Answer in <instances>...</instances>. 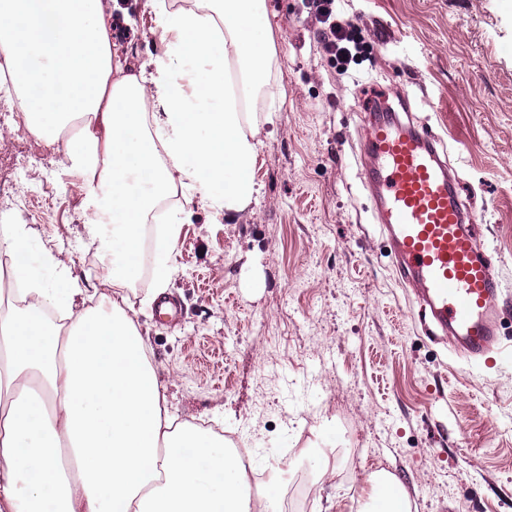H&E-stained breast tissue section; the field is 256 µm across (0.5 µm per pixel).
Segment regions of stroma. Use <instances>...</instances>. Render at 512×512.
<instances>
[{"instance_id":"35a3bbf8","label":"stroma","mask_w":512,"mask_h":512,"mask_svg":"<svg viewBox=\"0 0 512 512\" xmlns=\"http://www.w3.org/2000/svg\"><path fill=\"white\" fill-rule=\"evenodd\" d=\"M265 3L275 58L242 102L259 129L253 200L226 217L175 188L167 294L181 310L162 320L144 302L152 235L127 290L167 408L237 435L254 471L276 477L266 492L278 512H353L378 469L399 479L411 512H512V363L471 366L421 335L361 179L365 99L407 96L414 123L443 139L493 272L512 285V0H344L367 51L345 75L308 0ZM118 4L131 18L114 33L118 53L163 56L146 0ZM59 159L22 121L0 125V222L28 225L34 256L53 251L94 280L99 253L73 250L88 188Z\"/></svg>"}]
</instances>
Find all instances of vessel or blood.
<instances>
[{"label": "vessel or blood", "mask_w": 512, "mask_h": 512, "mask_svg": "<svg viewBox=\"0 0 512 512\" xmlns=\"http://www.w3.org/2000/svg\"><path fill=\"white\" fill-rule=\"evenodd\" d=\"M441 146L426 127L394 112L376 113L364 143L363 182L380 230L416 290L420 319L468 361L491 368L504 362V285Z\"/></svg>", "instance_id": "b4317fda"}]
</instances>
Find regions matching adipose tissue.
Returning a JSON list of instances; mask_svg holds the SVG:
<instances>
[{
  "label": "adipose tissue",
  "mask_w": 512,
  "mask_h": 512,
  "mask_svg": "<svg viewBox=\"0 0 512 512\" xmlns=\"http://www.w3.org/2000/svg\"><path fill=\"white\" fill-rule=\"evenodd\" d=\"M172 34L164 59L128 74L112 58L114 0H0V56L36 141L63 144L59 162L82 176L89 212L78 249L104 260L83 285L52 253L34 273L30 232L0 226L24 288L0 289V512H274L244 497L248 475L222 440L175 423L147 338L123 294L140 275L144 223L183 186L201 206L244 210L255 193L257 129L228 82H265L272 38L264 0H148ZM137 173L143 193L129 181ZM181 220L154 239V296L175 271ZM377 512H409L395 476L371 475Z\"/></svg>",
  "instance_id": "ef3b65f1"
}]
</instances>
